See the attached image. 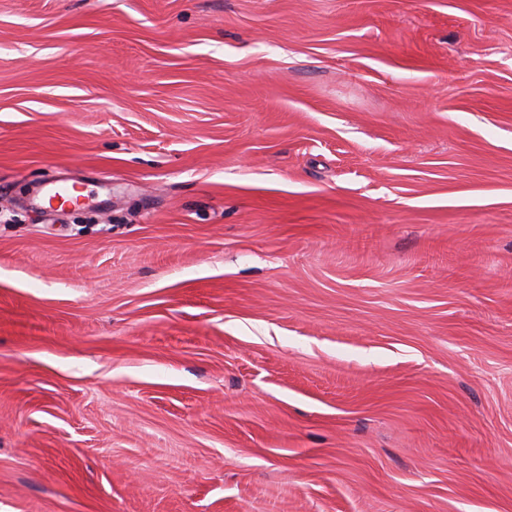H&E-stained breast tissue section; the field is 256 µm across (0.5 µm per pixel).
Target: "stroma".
<instances>
[{
	"instance_id": "1",
	"label": "stroma",
	"mask_w": 512,
	"mask_h": 512,
	"mask_svg": "<svg viewBox=\"0 0 512 512\" xmlns=\"http://www.w3.org/2000/svg\"><path fill=\"white\" fill-rule=\"evenodd\" d=\"M0 512H512V0H0Z\"/></svg>"
}]
</instances>
